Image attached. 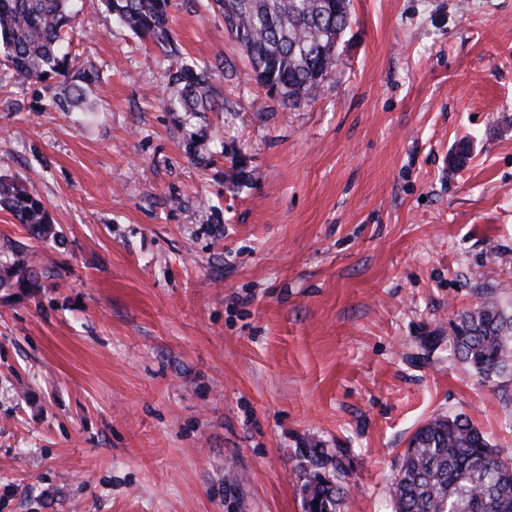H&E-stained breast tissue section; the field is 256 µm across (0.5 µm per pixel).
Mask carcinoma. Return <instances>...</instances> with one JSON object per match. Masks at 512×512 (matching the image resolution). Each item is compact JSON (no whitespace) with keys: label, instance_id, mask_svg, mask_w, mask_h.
Returning a JSON list of instances; mask_svg holds the SVG:
<instances>
[{"label":"carcinoma","instance_id":"1","mask_svg":"<svg viewBox=\"0 0 512 512\" xmlns=\"http://www.w3.org/2000/svg\"><path fill=\"white\" fill-rule=\"evenodd\" d=\"M76 0H0V64L10 78H63L58 105L84 98L98 70L69 68L68 31ZM119 22L155 42L171 60L169 111L220 112L213 80L224 60L201 65L183 56L169 26L170 0H103ZM246 52L258 84L291 106L316 98L350 22V0H209ZM0 207L39 241L58 239L43 201L20 179L0 178ZM40 287L24 260L0 259V288ZM452 355L482 381L512 376V307L486 293L460 312L448 336ZM304 512H341L347 470L342 455L313 449L298 465ZM319 504H314V501ZM394 512H512V453L492 444L463 413L438 416L411 436L393 482Z\"/></svg>","mask_w":512,"mask_h":512}]
</instances>
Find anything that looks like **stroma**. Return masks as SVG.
<instances>
[{"mask_svg": "<svg viewBox=\"0 0 512 512\" xmlns=\"http://www.w3.org/2000/svg\"><path fill=\"white\" fill-rule=\"evenodd\" d=\"M180 50L224 58V109L167 111L159 47L82 0L61 79L0 69V512H303L296 466L341 449L342 512H391L408 440L468 415L512 449V377L448 351L484 289L512 306V0H351L319 95L255 80L204 0ZM0 207L9 210L30 235L39 241L58 239L54 224L43 201L29 192L21 179L0 178ZM16 288L21 292L39 288L38 277L24 260L18 256L12 260L0 259V288Z\"/></svg>", "mask_w": 512, "mask_h": 512, "instance_id": "obj_1", "label": "stroma"}]
</instances>
